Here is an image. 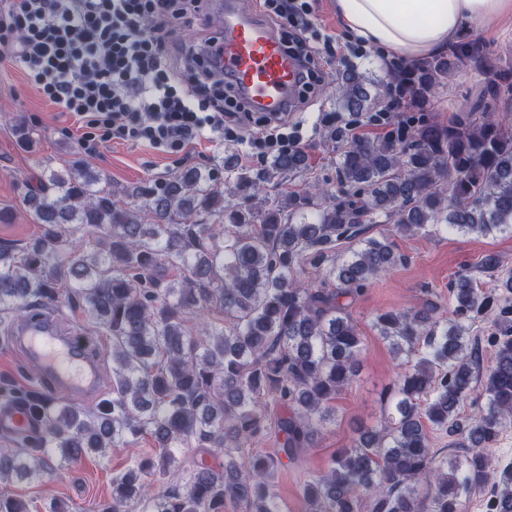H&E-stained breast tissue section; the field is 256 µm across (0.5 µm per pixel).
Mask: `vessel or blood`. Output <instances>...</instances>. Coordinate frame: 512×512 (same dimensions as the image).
<instances>
[{
	"label": "vessel or blood",
	"mask_w": 512,
	"mask_h": 512,
	"mask_svg": "<svg viewBox=\"0 0 512 512\" xmlns=\"http://www.w3.org/2000/svg\"><path fill=\"white\" fill-rule=\"evenodd\" d=\"M222 33L214 43L215 59L252 110L278 116L291 108L299 88L301 66L272 27L246 0H224ZM12 344L32 364L49 393L91 391L99 361L79 332L63 333L42 313L29 315L12 331ZM39 423L23 404L0 407V434L34 435Z\"/></svg>",
	"instance_id": "vessel-or-blood-1"
}]
</instances>
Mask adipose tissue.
Instances as JSON below:
<instances>
[{"mask_svg":"<svg viewBox=\"0 0 512 512\" xmlns=\"http://www.w3.org/2000/svg\"><path fill=\"white\" fill-rule=\"evenodd\" d=\"M355 37L406 60L441 51L462 29L512 24V0H335Z\"/></svg>","mask_w":512,"mask_h":512,"instance_id":"obj_1","label":"adipose tissue"}]
</instances>
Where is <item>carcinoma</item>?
<instances>
[{
    "mask_svg": "<svg viewBox=\"0 0 512 512\" xmlns=\"http://www.w3.org/2000/svg\"><path fill=\"white\" fill-rule=\"evenodd\" d=\"M484 71L480 47L457 44L452 57L406 67V97L425 108L453 61ZM339 104L357 114L375 97L354 69L336 77ZM484 110L512 99V70L501 69ZM397 139L359 138L339 154L338 190L318 186L257 207L258 193L279 189L306 165L290 152L256 169L183 168L126 196L101 185L87 164L66 161L24 196L26 214L41 233L20 251L0 246V313L27 316L63 301L112 337V397L88 414L30 388L19 400L43 423L28 446L0 451V512H30L11 492L39 480L53 465L106 455L130 437L148 434L156 455L112 476L110 512H225L246 503L251 512H280L274 476L313 446L335 420L333 403L356 375L364 350L347 306L374 276L398 262L391 242L363 239L379 217L397 233L440 228L489 236L512 227V128L492 116L442 126L424 124ZM240 198L224 204V188ZM206 213L222 224V239ZM102 245L83 250V237ZM361 247L342 258L343 240ZM323 268L321 285L298 281L303 264ZM482 288L465 272L450 284L453 317L432 302L387 312L376 328L410 366L387 392L391 412L358 429L349 448L332 456L327 472L300 487L308 512H463L474 489L493 487L495 512H512V463L490 470L485 450L512 419V270L484 256ZM497 315L494 361L481 385L480 413L457 408L476 391L478 348L469 331ZM463 440L461 459H439L430 432ZM275 434V455L247 445ZM224 454L216 469L190 453ZM162 489L150 496L151 480Z\"/></svg>",
    "mask_w": 512,
    "mask_h": 512,
    "instance_id": "1",
    "label": "carcinoma"
}]
</instances>
